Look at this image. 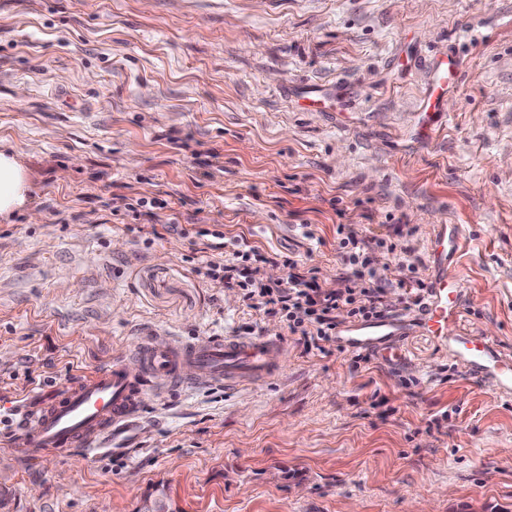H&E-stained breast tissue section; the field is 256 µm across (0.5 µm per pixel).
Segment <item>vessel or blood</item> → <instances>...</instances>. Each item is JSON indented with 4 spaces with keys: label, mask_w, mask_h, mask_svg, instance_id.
<instances>
[{
    "label": "vessel or blood",
    "mask_w": 512,
    "mask_h": 512,
    "mask_svg": "<svg viewBox=\"0 0 512 512\" xmlns=\"http://www.w3.org/2000/svg\"><path fill=\"white\" fill-rule=\"evenodd\" d=\"M460 226H440L431 243L437 272L431 298L419 315L435 328L452 355L461 357L470 376L482 380L499 396H512V360L503 358L493 340L456 332L463 314L461 283L448 270L456 253ZM407 318L383 317L347 327L340 341L352 351H374L388 360L399 357L396 340L406 333ZM282 345L272 336H210L180 341L154 334L142 339L131 355L73 382L60 396L10 418L1 432L11 452L30 460L45 455L69 456L91 450L114 428L138 416L150 393L185 385L216 382L238 386L278 376Z\"/></svg>",
    "instance_id": "obj_1"
}]
</instances>
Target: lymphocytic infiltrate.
<instances>
[{
    "label": "lymphocytic infiltrate",
    "instance_id": "f902f5d3",
    "mask_svg": "<svg viewBox=\"0 0 512 512\" xmlns=\"http://www.w3.org/2000/svg\"><path fill=\"white\" fill-rule=\"evenodd\" d=\"M336 233L345 274L330 287L319 283L314 269L304 268L290 256L282 261L288 270L286 281L270 283L262 268L264 258L255 249L237 250L227 256L220 242L202 250L197 258L198 271L224 288L241 290L249 307L280 316L289 334L302 336L310 349L335 342L344 318L368 322L389 315L385 298L392 292L405 291L412 295L414 306H422L428 291L423 280L409 277L394 282L369 271L370 238L353 224L337 225ZM363 275L369 278L368 287L351 288V277Z\"/></svg>",
    "mask_w": 512,
    "mask_h": 512
}]
</instances>
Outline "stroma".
<instances>
[{
	"instance_id": "obj_1",
	"label": "stroma",
	"mask_w": 512,
	"mask_h": 512,
	"mask_svg": "<svg viewBox=\"0 0 512 512\" xmlns=\"http://www.w3.org/2000/svg\"><path fill=\"white\" fill-rule=\"evenodd\" d=\"M440 61L464 78L435 115ZM0 137L31 187L0 223V399L58 395L149 330L285 347L278 379L159 394L97 454L20 461L0 439V512H139L161 488L173 512H512V399L444 342L306 351L169 229L332 284L337 225L394 281L410 246L427 282L435 225L463 226L459 328L512 356V0H0Z\"/></svg>"
}]
</instances>
